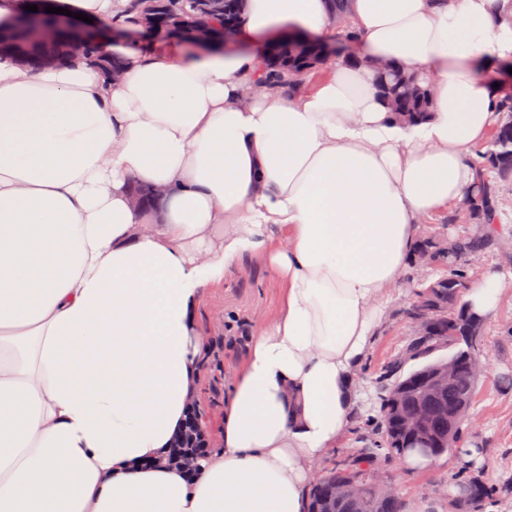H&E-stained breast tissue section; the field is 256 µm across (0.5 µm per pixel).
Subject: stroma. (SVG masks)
Segmentation results:
<instances>
[{"instance_id": "stroma-1", "label": "stroma", "mask_w": 512, "mask_h": 512, "mask_svg": "<svg viewBox=\"0 0 512 512\" xmlns=\"http://www.w3.org/2000/svg\"><path fill=\"white\" fill-rule=\"evenodd\" d=\"M488 270L499 274L502 289L495 313L484 321L480 356L485 371L476 385L472 414L461 428L459 445L478 449L474 468L497 490L485 512H512V253L495 247L484 250L474 272ZM430 275V270L408 265L403 278L379 300L382 316L354 377L355 428L377 418V372L414 336L415 328L402 311L412 301L418 282ZM283 295V283L269 273L264 258H247L225 272L223 283L205 289L197 313L199 332L207 340L224 336L236 320L255 332L275 319ZM245 358V349L225 351L219 366H208L202 373L198 399L211 435H218L224 426V395ZM457 469V455L450 452L433 458L428 468L411 470L399 463L388 467L386 475L398 483L404 499L442 498L449 476Z\"/></svg>"}]
</instances>
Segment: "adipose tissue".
Returning <instances> with one entry per match:
<instances>
[{"label":"adipose tissue","mask_w":512,"mask_h":512,"mask_svg":"<svg viewBox=\"0 0 512 512\" xmlns=\"http://www.w3.org/2000/svg\"><path fill=\"white\" fill-rule=\"evenodd\" d=\"M31 68L0 55V512H306L339 448L352 371L422 217L463 204L498 119L512 0H349L362 50L293 93L253 91L260 49L340 31L330 0H246L243 51L112 37ZM414 70L429 112L394 120L373 61ZM160 187L135 207L132 185ZM262 253L285 284L224 398V433L183 476L205 288Z\"/></svg>","instance_id":"adipose-tissue-1"}]
</instances>
